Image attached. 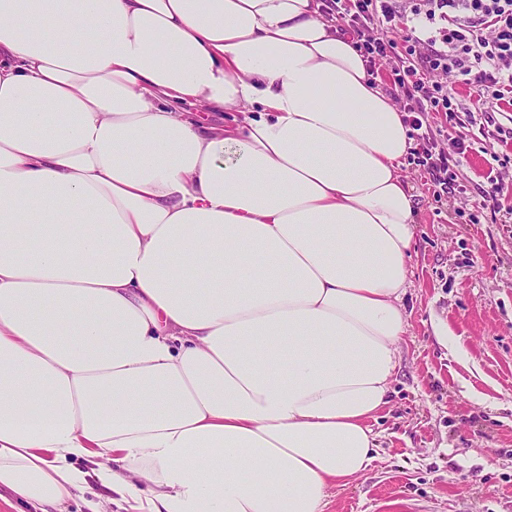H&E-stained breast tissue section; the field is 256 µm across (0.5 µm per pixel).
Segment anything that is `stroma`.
I'll return each mask as SVG.
<instances>
[{"label": "stroma", "mask_w": 512, "mask_h": 512, "mask_svg": "<svg viewBox=\"0 0 512 512\" xmlns=\"http://www.w3.org/2000/svg\"><path fill=\"white\" fill-rule=\"evenodd\" d=\"M490 135L468 121L438 137L473 144L456 167V194L434 196L418 166L403 162L419 223L405 299L409 329L388 408L373 429L378 458L329 490L326 512H512V112ZM498 169L500 210L485 207L484 174ZM447 323L463 351L433 327Z\"/></svg>", "instance_id": "35a3bbf8"}]
</instances>
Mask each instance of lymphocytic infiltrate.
I'll return each instance as SVG.
<instances>
[{
  "mask_svg": "<svg viewBox=\"0 0 512 512\" xmlns=\"http://www.w3.org/2000/svg\"><path fill=\"white\" fill-rule=\"evenodd\" d=\"M323 11L352 36L369 77H378L377 61L394 60L391 88L403 103L417 162L434 193H452L450 168L471 148L459 142L454 155L435 152L437 132L428 115L441 112L455 120L464 109L460 85L473 90L480 114L512 107V0H324ZM420 16L441 21L438 36L424 39L411 30L395 39L398 27ZM442 74L452 76L455 86L439 82Z\"/></svg>",
  "mask_w": 512,
  "mask_h": 512,
  "instance_id": "obj_1",
  "label": "lymphocytic infiltrate"
}]
</instances>
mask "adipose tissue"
Masks as SVG:
<instances>
[{
    "label": "adipose tissue",
    "mask_w": 512,
    "mask_h": 512,
    "mask_svg": "<svg viewBox=\"0 0 512 512\" xmlns=\"http://www.w3.org/2000/svg\"><path fill=\"white\" fill-rule=\"evenodd\" d=\"M321 7L0 0L5 512H325L372 463L412 141ZM105 492L104 490L96 485L91 484V487L87 489L83 494L75 498L70 504L71 511L74 512H91L98 507V504L103 501Z\"/></svg>",
    "instance_id": "ef3b65f1"
}]
</instances>
